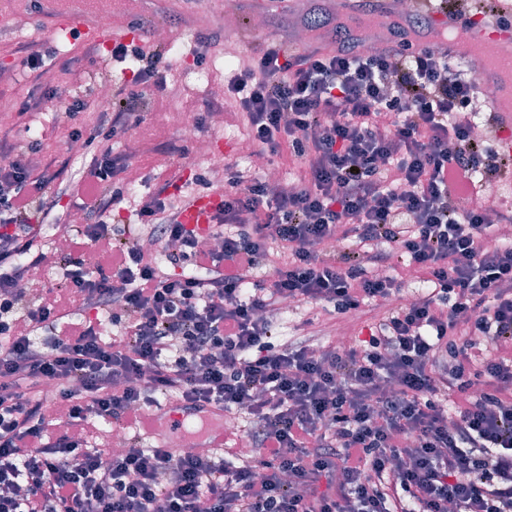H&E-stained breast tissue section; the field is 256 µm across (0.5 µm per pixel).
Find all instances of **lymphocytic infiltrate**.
Returning a JSON list of instances; mask_svg holds the SVG:
<instances>
[{
  "label": "lymphocytic infiltrate",
  "mask_w": 512,
  "mask_h": 512,
  "mask_svg": "<svg viewBox=\"0 0 512 512\" xmlns=\"http://www.w3.org/2000/svg\"><path fill=\"white\" fill-rule=\"evenodd\" d=\"M302 24L330 25L331 49L273 41L226 84L254 154L287 148L297 171L225 164L207 233L159 194L129 234L110 224L130 183L107 143L145 122L161 51L113 43L138 67L108 125L76 126L89 101L48 93L92 154L69 177L33 172L39 141L25 157L0 145V512H512V209L490 222L461 194L511 174L512 155L473 136L481 88L424 41L427 14L396 15L375 51L316 2ZM65 196L82 220L35 297ZM147 239L176 247L161 260ZM400 264L420 280L393 306ZM285 302L378 315L342 349L310 318L280 335ZM161 394L247 415L248 460L84 447L89 421L135 426Z\"/></svg>",
  "instance_id": "1"
}]
</instances>
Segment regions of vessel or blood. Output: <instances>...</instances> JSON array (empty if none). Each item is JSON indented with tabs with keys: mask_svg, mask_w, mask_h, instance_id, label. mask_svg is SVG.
Masks as SVG:
<instances>
[{
	"mask_svg": "<svg viewBox=\"0 0 512 512\" xmlns=\"http://www.w3.org/2000/svg\"><path fill=\"white\" fill-rule=\"evenodd\" d=\"M51 29L59 35L69 36L79 30L83 38L98 47L105 48L113 42L139 39V30L124 27H104L99 19L108 13L111 0H42ZM475 53L473 59L483 71L486 88L492 101V112L499 126V147L503 153H512V107H505L503 99L512 96V76L497 75L498 65L512 67V25L508 27L487 24L482 13H475L465 32ZM220 203L218 196L194 198L180 215L181 223L206 230ZM199 426L200 431L193 440L197 448L205 453H220L224 450V410L218 405L188 408L171 403L143 417L136 427L137 437L162 449H169L176 424Z\"/></svg>",
	"mask_w": 512,
	"mask_h": 512,
	"instance_id": "1",
	"label": "vessel or blood"
}]
</instances>
